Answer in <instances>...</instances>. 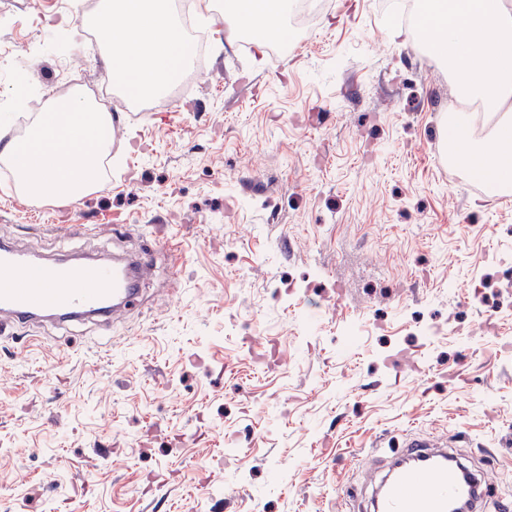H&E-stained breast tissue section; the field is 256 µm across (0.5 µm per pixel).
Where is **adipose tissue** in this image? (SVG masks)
<instances>
[{"instance_id":"1","label":"adipose tissue","mask_w":512,"mask_h":512,"mask_svg":"<svg viewBox=\"0 0 512 512\" xmlns=\"http://www.w3.org/2000/svg\"><path fill=\"white\" fill-rule=\"evenodd\" d=\"M226 14L255 29L260 39L281 34L288 0H225ZM106 53V78L129 96L164 93L179 61L183 40L168 0H101L88 19ZM112 115L73 94L55 111L40 113L25 143H0V162L14 173L19 194L35 200L74 202L102 190L101 170L112 142Z\"/></svg>"}]
</instances>
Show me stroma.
Masks as SVG:
<instances>
[{
  "mask_svg": "<svg viewBox=\"0 0 512 512\" xmlns=\"http://www.w3.org/2000/svg\"><path fill=\"white\" fill-rule=\"evenodd\" d=\"M330 2L275 58L209 7L189 94L110 103L102 190L33 201L0 169V242L183 251L110 325H0V512H358L364 454L412 434L512 483V192L440 159L458 100L388 20L406 0ZM66 20L0 0V100L34 53L35 97L101 83L83 38L33 52Z\"/></svg>",
  "mask_w": 512,
  "mask_h": 512,
  "instance_id": "1",
  "label": "stroma"
}]
</instances>
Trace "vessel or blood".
Returning <instances> with one entry per match:
<instances>
[{"mask_svg": "<svg viewBox=\"0 0 512 512\" xmlns=\"http://www.w3.org/2000/svg\"><path fill=\"white\" fill-rule=\"evenodd\" d=\"M152 254L113 263L70 264L36 261L24 251L0 244V317L20 325L50 321L64 324L98 317L111 320L138 294ZM383 469L371 498V512H451L466 500L470 512H484L492 488L448 449L446 440L407 439Z\"/></svg>", "mask_w": 512, "mask_h": 512, "instance_id": "b4317fda", "label": "vessel or blood"}]
</instances>
